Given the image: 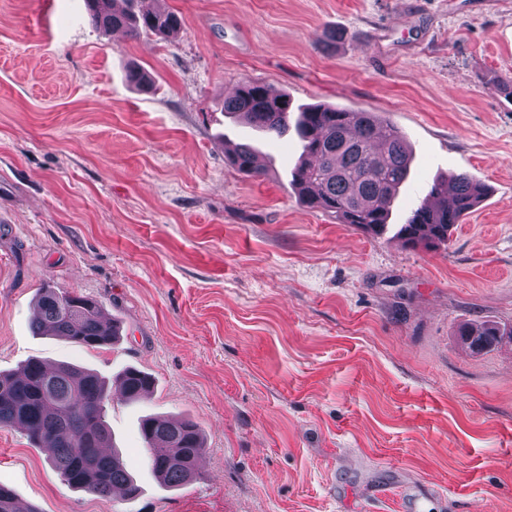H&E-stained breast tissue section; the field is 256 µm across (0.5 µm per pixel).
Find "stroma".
I'll return each mask as SVG.
<instances>
[{"label":"stroma","instance_id":"stroma-1","mask_svg":"<svg viewBox=\"0 0 512 512\" xmlns=\"http://www.w3.org/2000/svg\"><path fill=\"white\" fill-rule=\"evenodd\" d=\"M158 5L176 37L104 33L85 0H0V373L38 358L155 381L106 414L136 499L69 487L16 427L0 483L38 512H403L391 486L430 512H512V341L477 355L456 336L512 328V102L493 91L512 0ZM244 80L394 123L413 162L390 223L458 173L487 194L437 247L307 209L297 136L224 113ZM244 141L265 177L232 165ZM43 287L96 300L118 341L34 335ZM148 415L204 431L196 480L154 479Z\"/></svg>","mask_w":512,"mask_h":512}]
</instances>
